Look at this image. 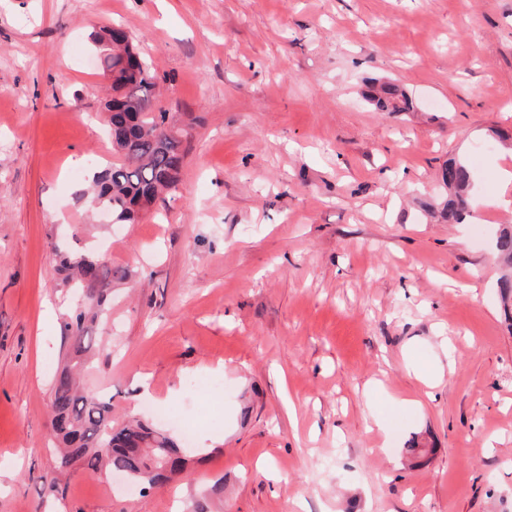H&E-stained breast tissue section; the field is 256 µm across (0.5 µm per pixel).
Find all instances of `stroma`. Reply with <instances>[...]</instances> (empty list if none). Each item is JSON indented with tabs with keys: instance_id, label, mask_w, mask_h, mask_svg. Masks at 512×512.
<instances>
[{
	"instance_id": "35a3bbf8",
	"label": "stroma",
	"mask_w": 512,
	"mask_h": 512,
	"mask_svg": "<svg viewBox=\"0 0 512 512\" xmlns=\"http://www.w3.org/2000/svg\"><path fill=\"white\" fill-rule=\"evenodd\" d=\"M112 23L151 57L185 158L151 213L102 229L79 194L112 157L90 39ZM373 78L415 111H376ZM451 159L473 175L461 224L422 210ZM502 166L512 0H0V512H512ZM78 224L127 272L86 384L113 424L167 433L191 480L57 473L52 246Z\"/></svg>"
}]
</instances>
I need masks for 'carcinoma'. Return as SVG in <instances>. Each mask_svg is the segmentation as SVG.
Segmentation results:
<instances>
[{
    "label": "carcinoma",
    "instance_id": "1",
    "mask_svg": "<svg viewBox=\"0 0 512 512\" xmlns=\"http://www.w3.org/2000/svg\"><path fill=\"white\" fill-rule=\"evenodd\" d=\"M121 26L95 31L94 44L102 47L100 69L112 81V100L107 130L117 161L94 173L91 185L79 199L93 213L105 211L114 224H133L158 195L177 186L184 153L177 131L168 124L167 112L156 106L155 71L132 39L114 40ZM368 100L381 112H411L412 99L397 84L372 87ZM442 180L450 194L443 208L448 221L461 224L469 215V167L448 162ZM495 250L505 268L512 269V225L496 237ZM63 284L78 300L63 319V336L69 341L65 365L56 370L51 388L52 440L59 447V468L75 466L92 472L108 468L130 480L154 487L168 475L183 471L184 457L174 441L139 421L122 427L112 425V402L86 392L80 373L94 346L91 332L99 313L108 304L112 280L126 276L92 253L60 256ZM108 448L110 452L101 453Z\"/></svg>",
    "mask_w": 512,
    "mask_h": 512
}]
</instances>
